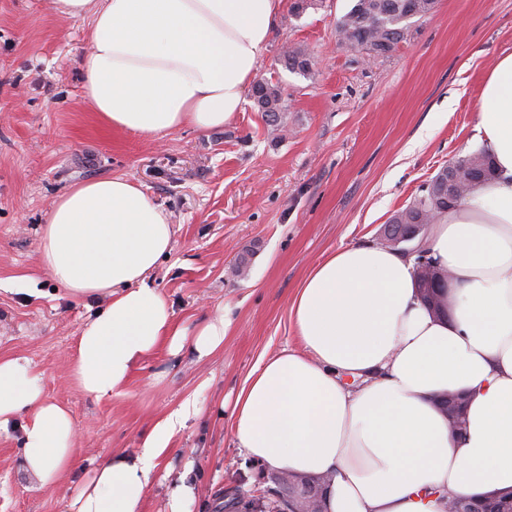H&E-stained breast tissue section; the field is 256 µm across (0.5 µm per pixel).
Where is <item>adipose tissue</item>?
Returning a JSON list of instances; mask_svg holds the SVG:
<instances>
[{
    "label": "adipose tissue",
    "mask_w": 512,
    "mask_h": 512,
    "mask_svg": "<svg viewBox=\"0 0 512 512\" xmlns=\"http://www.w3.org/2000/svg\"><path fill=\"white\" fill-rule=\"evenodd\" d=\"M284 0H51L91 19L83 96L113 129L151 137L229 121L246 101ZM476 137L494 173L431 225L426 247L449 271L451 313L423 301L413 258L374 243L333 251L290 305L300 350L248 377L235 404L238 448L276 472L325 477L322 512H448L457 495L512 488V53L484 80ZM168 213L130 178L83 181L57 196L39 243L42 269L72 297H108L78 336L73 372L95 399L123 395L160 347L198 357L224 318L175 325L150 273L170 255ZM360 382L351 388L349 379ZM467 397L452 437L437 396ZM196 406L161 419L144 445L98 465L68 512H143L168 439ZM24 417L22 466L40 486L74 465L76 426L47 401L25 357L0 360V430Z\"/></svg>",
    "instance_id": "adipose-tissue-1"
}]
</instances>
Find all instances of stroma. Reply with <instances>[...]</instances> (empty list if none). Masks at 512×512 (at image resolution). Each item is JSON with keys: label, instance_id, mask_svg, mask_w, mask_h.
<instances>
[{"label": "stroma", "instance_id": "stroma-1", "mask_svg": "<svg viewBox=\"0 0 512 512\" xmlns=\"http://www.w3.org/2000/svg\"><path fill=\"white\" fill-rule=\"evenodd\" d=\"M286 3L255 76L280 90L279 126L250 100L223 127L143 138L105 126L82 96L88 19L54 15L50 0H0V359L28 358L77 428L72 476L44 488L20 468L21 422L0 433V512H65L95 463L137 451L188 400L198 413L158 458L144 512H168L182 474L195 485L190 512H222L228 490L265 494L272 472L237 448L233 410L262 360L297 348L289 308L302 280L326 254L378 242L442 166L480 149L479 94L512 53V0H438L377 59L338 40L352 0L299 15ZM292 47L310 55L309 75L283 66ZM112 175L171 216L173 249L150 281L175 324L223 314L224 341L202 359L159 349L124 396L99 401L72 373L90 311L40 267L39 233L60 193Z\"/></svg>", "mask_w": 512, "mask_h": 512}]
</instances>
